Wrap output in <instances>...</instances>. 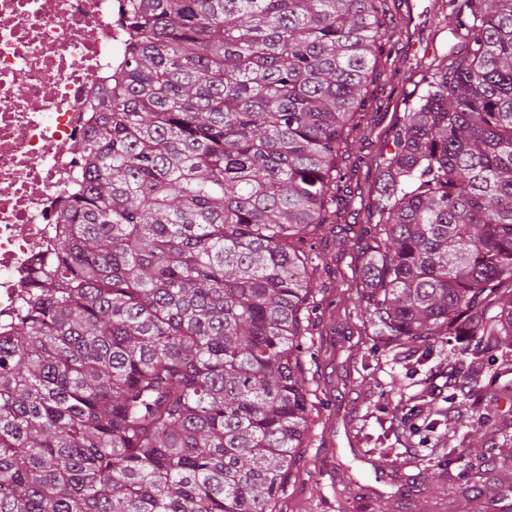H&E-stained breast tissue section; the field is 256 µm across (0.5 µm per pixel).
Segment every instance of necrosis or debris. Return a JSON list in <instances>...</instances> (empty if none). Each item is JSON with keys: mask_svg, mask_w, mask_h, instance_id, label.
Masks as SVG:
<instances>
[{"mask_svg": "<svg viewBox=\"0 0 512 512\" xmlns=\"http://www.w3.org/2000/svg\"><path fill=\"white\" fill-rule=\"evenodd\" d=\"M128 0H0V329L19 314L125 66Z\"/></svg>", "mask_w": 512, "mask_h": 512, "instance_id": "necrosis-or-debris-1", "label": "necrosis or debris"}]
</instances>
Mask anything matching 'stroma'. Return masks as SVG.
Listing matches in <instances>:
<instances>
[{
  "instance_id": "35a3bbf8",
  "label": "stroma",
  "mask_w": 512,
  "mask_h": 512,
  "mask_svg": "<svg viewBox=\"0 0 512 512\" xmlns=\"http://www.w3.org/2000/svg\"><path fill=\"white\" fill-rule=\"evenodd\" d=\"M435 0H395L388 19L389 58L372 85L373 109L343 147L342 201L334 223L307 238L315 260V291L303 371L310 390V427L276 512H425L412 479L440 455L441 437L454 434L457 453L475 461L490 454L485 480L493 497L446 499L441 512H512V347L476 344L401 345L373 334L360 298L359 268L372 243L368 203L381 156L396 128L427 91L433 58L455 51L461 38L440 22ZM479 357L494 374L480 395L449 389L443 368ZM433 395L445 410L463 411L462 424L401 420L411 396ZM383 437L402 455L394 466L371 453L367 437Z\"/></svg>"
}]
</instances>
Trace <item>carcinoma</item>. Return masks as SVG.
Masks as SVG:
<instances>
[{
	"label": "carcinoma",
	"instance_id": "carcinoma-1",
	"mask_svg": "<svg viewBox=\"0 0 512 512\" xmlns=\"http://www.w3.org/2000/svg\"><path fill=\"white\" fill-rule=\"evenodd\" d=\"M131 2L83 184L0 335V512H275L309 430L299 243L336 215L394 0ZM455 19L382 156L360 287L376 336L508 346L512 0Z\"/></svg>",
	"mask_w": 512,
	"mask_h": 512
}]
</instances>
